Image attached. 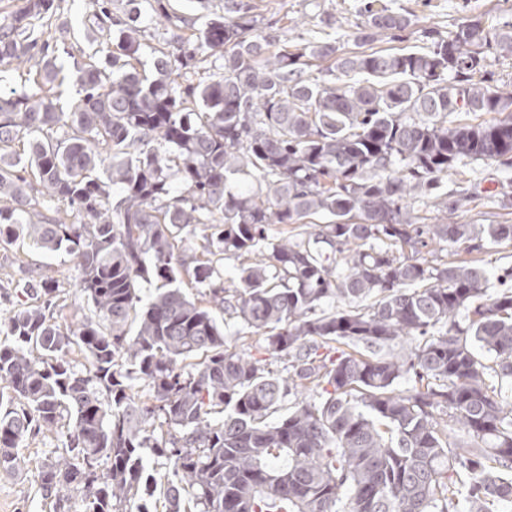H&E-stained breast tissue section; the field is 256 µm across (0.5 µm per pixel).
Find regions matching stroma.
<instances>
[{
    "instance_id": "35a3bbf8",
    "label": "stroma",
    "mask_w": 512,
    "mask_h": 512,
    "mask_svg": "<svg viewBox=\"0 0 512 512\" xmlns=\"http://www.w3.org/2000/svg\"><path fill=\"white\" fill-rule=\"evenodd\" d=\"M255 13L279 30L283 41L297 44L302 34L297 19L307 16L317 20L318 34H328L324 21L335 17L342 34L341 53L367 52L391 48L431 46L437 38L447 36L461 23L477 19L483 27L502 28L512 25V0H251ZM399 11L411 24L395 37H385L363 44L355 39L364 10L371 3ZM451 190H469L471 198L458 212L462 224H512V207L501 204L504 194L512 195V168L475 160L458 162L445 180ZM439 260L451 263L466 258L475 260L492 274L512 268V245L484 244L482 249L467 251L451 247L439 252ZM51 277L60 288L62 318L73 313H88L85 297L77 290L79 271L63 253L42 254L16 241L0 245V316L16 302V285L20 281ZM54 443L53 436H39L23 448L24 461L15 470H0V512H49L50 504L37 492L40 466Z\"/></svg>"
}]
</instances>
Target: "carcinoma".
I'll return each instance as SVG.
<instances>
[{"label": "carcinoma", "instance_id": "cac0c4a2", "mask_svg": "<svg viewBox=\"0 0 512 512\" xmlns=\"http://www.w3.org/2000/svg\"><path fill=\"white\" fill-rule=\"evenodd\" d=\"M145 2L120 16L88 0L105 55L64 105V67L31 22L56 0L0 26V73L28 63L42 79L0 90V241L66 252L91 305L55 320L43 279L0 321V469L53 431L38 493L54 512H151L135 502L159 474L166 512L511 507L512 402L496 382L512 380V269L490 294L483 269L423 252L512 242V224H460L463 198L432 194L465 158L512 166V91L479 77L486 52L512 57V28L470 20L425 50L340 56L335 40L288 50L249 0L200 29ZM143 16L162 26L148 64ZM410 23L369 9L356 39ZM318 60L332 80L303 76ZM204 62L218 72L182 83ZM462 111L501 118L448 125ZM426 195L438 218L421 224L410 200ZM269 224L303 231L271 239ZM226 255L240 259L227 287ZM220 312L270 360L227 352Z\"/></svg>", "mask_w": 512, "mask_h": 512}]
</instances>
